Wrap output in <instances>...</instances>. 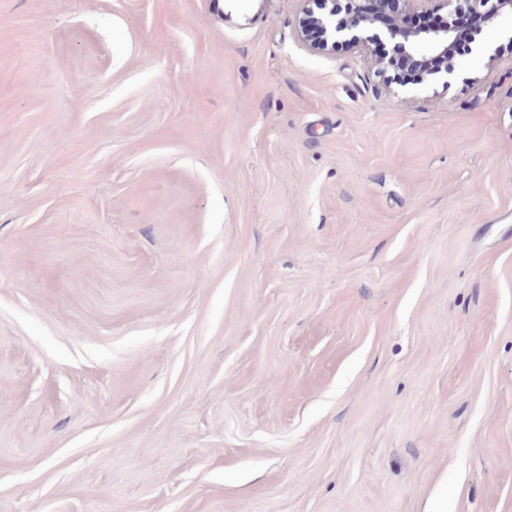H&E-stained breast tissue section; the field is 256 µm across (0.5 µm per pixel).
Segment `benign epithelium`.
<instances>
[{"mask_svg": "<svg viewBox=\"0 0 512 512\" xmlns=\"http://www.w3.org/2000/svg\"><path fill=\"white\" fill-rule=\"evenodd\" d=\"M295 35L309 51L330 55L339 45L359 49L378 74L387 75L394 63L409 60L418 66L413 84L420 85L430 77L446 78L454 72L448 64L456 36V16L460 12V0H404L408 14H438L441 23L434 27L408 28L398 19H392L379 29L378 38L392 46L390 56L375 54L368 41L359 35L363 29L373 26V20L365 10L366 0H349L350 17L336 20V0H302ZM476 30L491 29L505 18L512 19V0H466Z\"/></svg>", "mask_w": 512, "mask_h": 512, "instance_id": "7a95c632", "label": "benign epithelium"}]
</instances>
